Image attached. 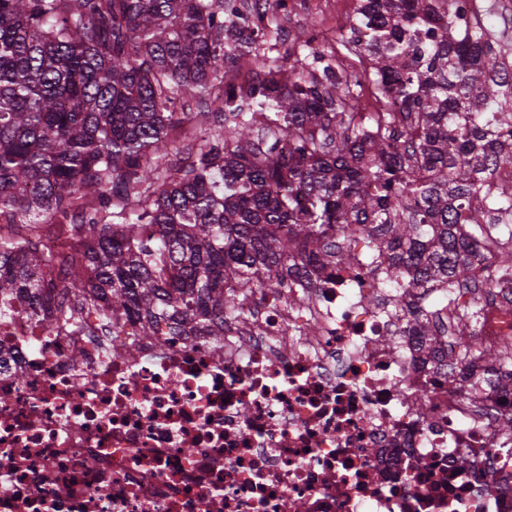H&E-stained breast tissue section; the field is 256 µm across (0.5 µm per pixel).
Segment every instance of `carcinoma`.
<instances>
[{"label": "carcinoma", "instance_id": "carcinoma-1", "mask_svg": "<svg viewBox=\"0 0 512 512\" xmlns=\"http://www.w3.org/2000/svg\"><path fill=\"white\" fill-rule=\"evenodd\" d=\"M349 48L396 111H361L349 77L283 75L260 52L248 0H0V315L40 305L49 325L87 304L137 335L222 336L246 324L235 288H314L358 263L359 237L382 282L408 298L445 288L441 310L463 334L480 319L460 303L481 253L512 272V69L463 0H359ZM247 67L248 84L224 82ZM224 85L221 106L214 90ZM204 112H172V100ZM192 119L210 133L182 145ZM192 161L162 174L159 160ZM72 216L80 249L41 247L37 224ZM439 368L481 366L512 386V343L462 342Z\"/></svg>", "mask_w": 512, "mask_h": 512}]
</instances>
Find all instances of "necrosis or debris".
<instances>
[{"mask_svg":"<svg viewBox=\"0 0 512 512\" xmlns=\"http://www.w3.org/2000/svg\"><path fill=\"white\" fill-rule=\"evenodd\" d=\"M480 266L469 341H510L512 275ZM356 271L238 292L252 319L220 336L0 317V512H512V391L464 401Z\"/></svg>","mask_w":512,"mask_h":512,"instance_id":"necrosis-or-debris-1","label":"necrosis or debris"}]
</instances>
